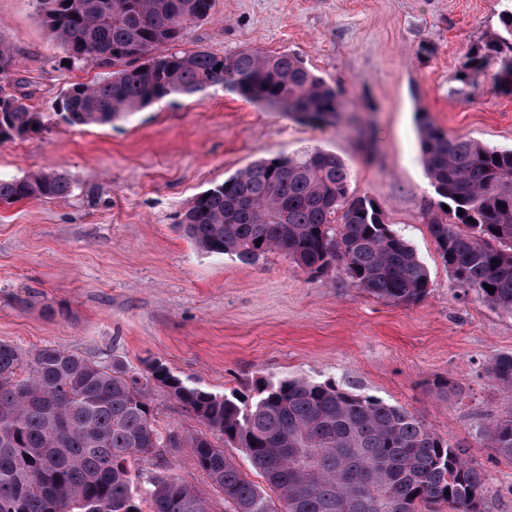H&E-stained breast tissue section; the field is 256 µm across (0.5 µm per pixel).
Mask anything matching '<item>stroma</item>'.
<instances>
[{
    "label": "stroma",
    "instance_id": "obj_1",
    "mask_svg": "<svg viewBox=\"0 0 512 512\" xmlns=\"http://www.w3.org/2000/svg\"><path fill=\"white\" fill-rule=\"evenodd\" d=\"M507 0H214L183 46L224 55L246 47L299 55L339 91L336 124L253 106L222 86L172 96L107 126H62L0 145V178L55 172L58 199L0 205V342L57 348L143 370L158 360L215 393L260 377L305 376L406 408L487 476L484 512H512V458L483 431L512 410L486 371L512 353V316L455 288L429 232L439 199L416 123L426 112L451 136L512 149V95L456 74L499 32ZM0 37L18 66L0 89L53 111L74 83L102 79L66 53L33 0H0ZM336 153L350 190L375 199L426 267V296L396 304L337 268L311 273L277 252L245 264L198 251L178 227L200 192L260 158L305 147ZM461 387L446 398L440 380ZM156 422L181 439L211 436L164 388ZM144 475H171L224 512L190 448L149 454Z\"/></svg>",
    "mask_w": 512,
    "mask_h": 512
}]
</instances>
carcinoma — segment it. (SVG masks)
Here are the masks:
<instances>
[{"instance_id": "cac0c4a2", "label": "carcinoma", "mask_w": 512, "mask_h": 512, "mask_svg": "<svg viewBox=\"0 0 512 512\" xmlns=\"http://www.w3.org/2000/svg\"><path fill=\"white\" fill-rule=\"evenodd\" d=\"M70 65L107 70L77 83L52 112L0 89V144L61 124L105 126L174 95L221 84L242 100L304 122L329 124L343 111L336 88L299 56L243 48L217 56L183 50L188 30L207 20L214 0H34ZM501 32L473 47L457 81L491 77L512 94V9ZM17 54L0 38V75ZM419 146L445 217L429 232L453 283L512 316V150L451 137L426 113ZM72 192L64 176L0 179V204ZM376 201L350 192V172L319 147L248 164L197 194L179 224L205 254L254 263L278 251L318 273L337 266L358 288L394 303L427 293L416 252L387 224ZM495 287L494 293L484 285ZM512 400V354L486 368ZM167 389L216 432L183 443L155 423L151 391ZM484 442L512 457V411L492 421ZM192 448L198 467L224 499V512H483L485 475L414 414L331 380L259 378L249 392L218 395L181 379L160 361L141 372L42 348L25 354L0 342V512H207L184 483L146 480L134 460L169 446ZM238 448L278 494L247 480L224 447Z\"/></svg>"}]
</instances>
